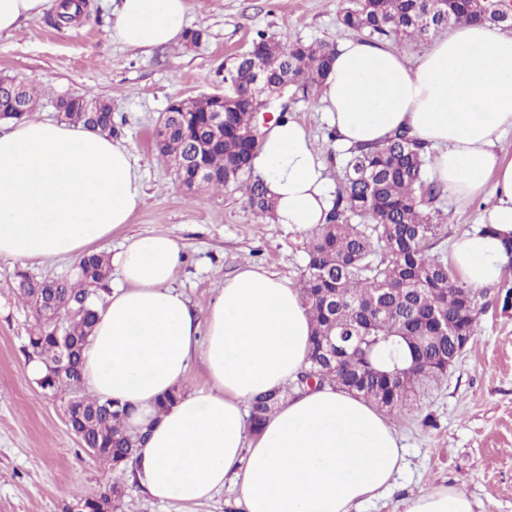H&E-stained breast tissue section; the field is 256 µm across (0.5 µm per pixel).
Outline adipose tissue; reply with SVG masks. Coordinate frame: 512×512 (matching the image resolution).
<instances>
[{
	"instance_id": "1",
	"label": "adipose tissue",
	"mask_w": 512,
	"mask_h": 512,
	"mask_svg": "<svg viewBox=\"0 0 512 512\" xmlns=\"http://www.w3.org/2000/svg\"><path fill=\"white\" fill-rule=\"evenodd\" d=\"M188 0H112V38L148 51L180 40ZM337 141L377 146L395 131L433 150L439 182L458 203L480 196L484 233L455 240L450 261L472 289L498 282L512 240V32L483 21L452 25L415 59L361 41L336 50L318 91ZM254 167L276 223L323 224L333 185L293 120L263 135ZM144 187L131 150L81 125L23 118L0 128V256L27 263L77 258L129 223ZM123 287L99 308L83 352L89 391L126 405L128 431L146 432L127 477L148 497L196 504L237 491L243 512H359L389 493L403 467L394 426L365 400L324 384L282 400L258 434L246 407L307 365L313 324L288 280L246 265L226 279L206 317L173 285L178 243L154 231L114 255ZM202 358L211 385L189 386ZM176 404L159 409L174 388ZM404 512H475L452 485L409 496Z\"/></svg>"
}]
</instances>
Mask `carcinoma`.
<instances>
[{
  "mask_svg": "<svg viewBox=\"0 0 512 512\" xmlns=\"http://www.w3.org/2000/svg\"><path fill=\"white\" fill-rule=\"evenodd\" d=\"M463 0H446L442 17L430 13L423 0H352L340 16L343 26L365 32L378 41L423 40L433 29L468 20H486ZM335 48L324 43L285 40L257 32L251 50L224 69V140L203 153L202 162L214 176L197 181L191 192H239L260 217L273 210L261 179L253 176V159L262 133L258 114L256 68L264 63L271 94L286 83L293 93L314 95L330 68ZM41 91L29 84L4 81L0 88V120H20L33 109ZM216 101L208 94L174 100L173 124L155 143L168 163L189 153L194 141L210 135L207 122ZM67 121L103 133L115 132L108 103L90 95L57 102ZM433 157L405 132L378 147L345 152L336 176V199L306 247L300 293L310 314L314 334L307 367L298 377L305 383H328L352 392L389 415L402 417L413 408L417 393L437 385L448 373V360L457 355L460 339L477 328L475 291L433 251L440 239L443 185L427 178ZM364 216L367 224H354ZM74 280L32 282L23 272L21 295L32 309L36 327L28 336L30 356L44 364L58 351L56 326L43 317L39 300H56L78 310L64 322L75 346L70 372H45L36 384L43 395L59 398L81 411L78 428L83 447L125 474L146 434H132L123 425L125 409L101 400L84 388L82 351L98 319V303L108 291L112 265L103 252L84 255ZM288 390L265 393L250 403L249 423L257 430ZM126 497L116 481L100 499L81 496L85 512H99V502L117 508Z\"/></svg>",
  "mask_w": 512,
  "mask_h": 512,
  "instance_id": "carcinoma-1",
  "label": "carcinoma"
}]
</instances>
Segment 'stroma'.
Returning a JSON list of instances; mask_svg holds the SVG:
<instances>
[{
    "mask_svg": "<svg viewBox=\"0 0 512 512\" xmlns=\"http://www.w3.org/2000/svg\"><path fill=\"white\" fill-rule=\"evenodd\" d=\"M80 19L49 24L47 15L0 35V76L40 86L36 118L57 120L58 99L90 93L112 107L117 141L138 159L146 196L129 224L101 249L117 253L127 239L153 230L168 233L183 261L175 285L198 314H206L225 279L247 264L298 283L308 235L259 218L238 193L188 195L154 147L157 120L169 101L217 91L225 62L246 52L256 32L331 46L352 38L339 22L348 0H189L190 25L203 29L199 45L177 43L145 53L114 42L111 0H86ZM288 116L298 121L318 151L328 179H335L342 146L317 100L292 99ZM486 204L459 205L444 197L449 213L437 248L478 228ZM74 261L26 264L0 257V512H67L75 495H94L112 478L111 468L82 448L60 400L43 396L28 374L27 341L34 323L19 297L17 272L32 280L74 276ZM502 281L477 292L478 328L438 387L421 396L393 425L405 449L393 491L364 512H402L411 493L454 485L476 503V512H512V305L504 306ZM237 493L184 508L144 496L127 486L133 512H233Z\"/></svg>",
    "mask_w": 512,
    "mask_h": 512,
    "instance_id": "35a3bbf8",
    "label": "stroma"
}]
</instances>
